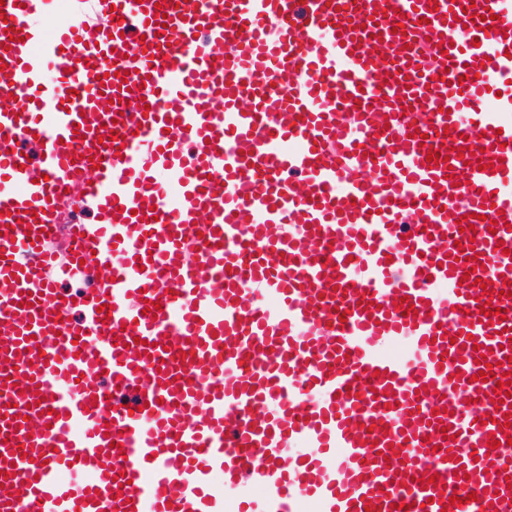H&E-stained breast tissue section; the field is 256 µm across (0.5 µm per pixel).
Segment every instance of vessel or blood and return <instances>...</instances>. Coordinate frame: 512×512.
I'll list each match as a JSON object with an SVG mask.
<instances>
[{
    "label": "vessel or blood",
    "instance_id": "vessel-or-blood-1",
    "mask_svg": "<svg viewBox=\"0 0 512 512\" xmlns=\"http://www.w3.org/2000/svg\"><path fill=\"white\" fill-rule=\"evenodd\" d=\"M511 370L512 0L0 6V512H512Z\"/></svg>",
    "mask_w": 512,
    "mask_h": 512
}]
</instances>
